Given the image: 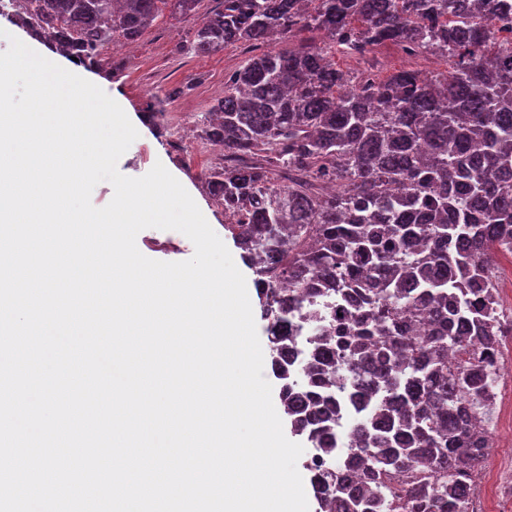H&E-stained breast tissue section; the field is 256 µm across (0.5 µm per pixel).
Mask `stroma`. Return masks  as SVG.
<instances>
[{
	"label": "stroma",
	"mask_w": 512,
	"mask_h": 512,
	"mask_svg": "<svg viewBox=\"0 0 512 512\" xmlns=\"http://www.w3.org/2000/svg\"><path fill=\"white\" fill-rule=\"evenodd\" d=\"M219 7L220 0H201L196 15L177 19L160 17L139 37L134 55L112 52L103 67L81 70L80 75L113 98L139 132L120 157L119 172L140 177L155 164H163L198 196L207 222L250 282L254 279L253 272L231 234L224 229L228 222L224 207L211 196L205 183L208 171L222 161L224 154L208 144L190 147L183 138L184 126L196 125L199 114L223 96L225 77L255 53L254 48L240 44L211 56L188 51L200 16ZM336 63L354 78L368 74L383 78L400 69L429 74L444 68L443 61L434 55L410 56L391 44L379 46L362 57H337ZM174 88L179 89V97L165 98V91ZM153 108L163 111L162 124L147 121L146 114ZM136 245L144 256L164 262L185 261L194 254V245L185 235L175 236L171 231L156 228L141 231ZM500 391L501 406L491 409L486 417L494 446L477 475L486 490V512H512V493L497 487L500 473L512 466V380H504Z\"/></svg>",
	"instance_id": "35a3bbf8"
}]
</instances>
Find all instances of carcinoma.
<instances>
[{
	"mask_svg": "<svg viewBox=\"0 0 512 512\" xmlns=\"http://www.w3.org/2000/svg\"><path fill=\"white\" fill-rule=\"evenodd\" d=\"M200 0H23L21 23L84 65ZM321 33L317 43L305 37ZM512 0H222L195 54L276 39L201 118L224 146L206 176L250 260L291 432L320 512H467L499 377L492 253L512 249ZM390 42L446 69L354 83L336 55ZM339 297L332 324L313 308ZM321 335L293 378L301 322ZM374 400L343 448L336 399Z\"/></svg>",
	"mask_w": 512,
	"mask_h": 512,
	"instance_id": "carcinoma-1",
	"label": "carcinoma"
}]
</instances>
